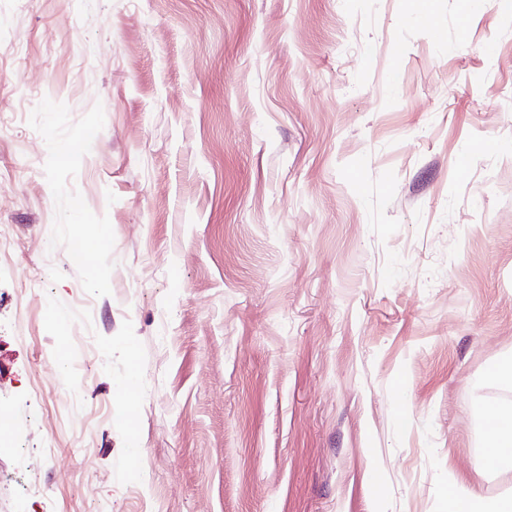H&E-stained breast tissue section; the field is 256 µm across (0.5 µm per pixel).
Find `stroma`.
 <instances>
[{
    "label": "stroma",
    "instance_id": "1",
    "mask_svg": "<svg viewBox=\"0 0 512 512\" xmlns=\"http://www.w3.org/2000/svg\"><path fill=\"white\" fill-rule=\"evenodd\" d=\"M1 224L0 512L512 496V10L0 0ZM489 436L486 447L495 457H512V405H505L490 411L486 419Z\"/></svg>",
    "mask_w": 512,
    "mask_h": 512
}]
</instances>
